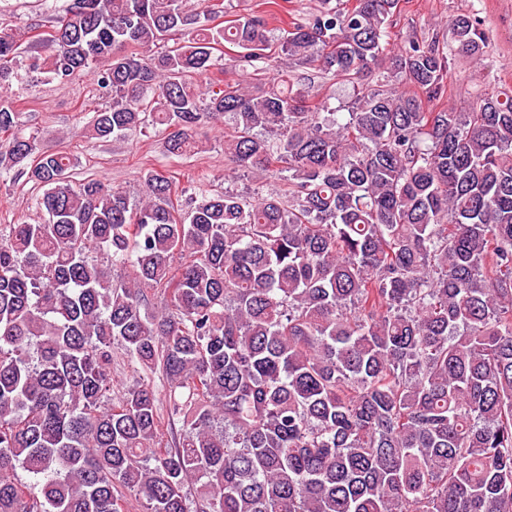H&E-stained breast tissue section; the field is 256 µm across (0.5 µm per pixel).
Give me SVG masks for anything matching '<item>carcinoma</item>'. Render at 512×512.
I'll list each match as a JSON object with an SVG mask.
<instances>
[{
  "instance_id": "cac0c4a2",
  "label": "carcinoma",
  "mask_w": 512,
  "mask_h": 512,
  "mask_svg": "<svg viewBox=\"0 0 512 512\" xmlns=\"http://www.w3.org/2000/svg\"><path fill=\"white\" fill-rule=\"evenodd\" d=\"M398 2L321 0L274 48L185 0H68L28 36L103 90L91 137L164 125L182 158L224 119L232 169L286 189L182 209L151 169L132 205L0 98V173L43 189L0 238V512H512V94L435 107L448 46L392 50ZM452 43L487 41L463 15ZM228 45L249 84H199ZM26 52L0 30V87ZM325 76L356 91L344 122ZM119 353L139 380L114 403Z\"/></svg>"
}]
</instances>
